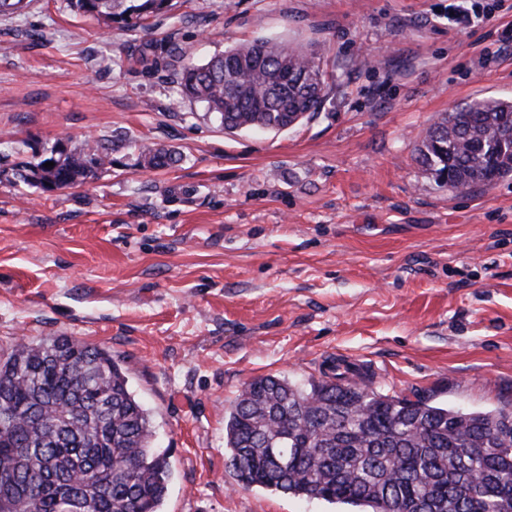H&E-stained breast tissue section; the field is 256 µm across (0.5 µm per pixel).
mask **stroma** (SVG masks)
I'll return each mask as SVG.
<instances>
[{
  "label": "stroma",
  "instance_id": "35a3bbf8",
  "mask_svg": "<svg viewBox=\"0 0 512 512\" xmlns=\"http://www.w3.org/2000/svg\"><path fill=\"white\" fill-rule=\"evenodd\" d=\"M482 2L462 29L448 0H172L135 32L71 0L0 12V354L65 335L120 360L171 455L165 512H338L226 472L224 409L256 376L336 362L389 395L512 407V179L451 190L416 160L452 108L512 97V0ZM256 37L314 46L316 116L227 133L174 105L165 44L201 63ZM60 139L111 166L18 182ZM143 143L183 159L142 169Z\"/></svg>",
  "mask_w": 512,
  "mask_h": 512
}]
</instances>
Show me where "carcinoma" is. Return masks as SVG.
<instances>
[{
	"label": "carcinoma",
	"instance_id": "obj_1",
	"mask_svg": "<svg viewBox=\"0 0 512 512\" xmlns=\"http://www.w3.org/2000/svg\"><path fill=\"white\" fill-rule=\"evenodd\" d=\"M171 0H75L128 30ZM176 102L215 115L226 132L291 128L320 112L327 74L312 50L268 39L204 63L181 55ZM182 159L140 147L153 169ZM417 161L453 189L512 177V98L476 99L432 124ZM20 165L25 183L72 188L112 165L97 143ZM150 414L108 352L72 336L20 341L0 357V512H163L172 465ZM224 466L261 487L360 512H512V409L467 411L430 396L395 397L332 368L306 386L250 379L224 416ZM94 481L88 482L87 476Z\"/></svg>",
	"mask_w": 512,
	"mask_h": 512
}]
</instances>
